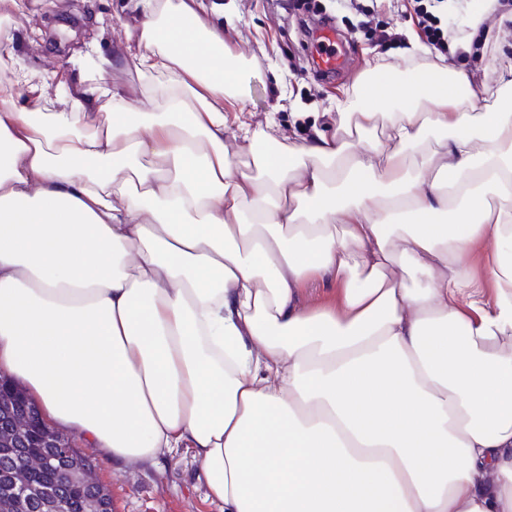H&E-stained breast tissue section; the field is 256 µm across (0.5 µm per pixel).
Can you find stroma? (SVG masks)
<instances>
[{"mask_svg":"<svg viewBox=\"0 0 512 512\" xmlns=\"http://www.w3.org/2000/svg\"><path fill=\"white\" fill-rule=\"evenodd\" d=\"M25 8L12 12L5 26L22 47L0 53V78L24 70L41 73L50 68L68 80L84 78L81 65L87 56H119L128 36L130 13L126 0H24ZM224 8V38L230 54L247 60L241 84L245 119L262 127L275 123L287 142L298 143L313 124H325L332 97L352 93L376 61L392 64L398 77L410 74L414 62L408 38L416 27L401 7V0H376L368 14L351 9L347 0H217ZM330 20L342 36L354 61L345 76L324 80L312 61V40L302 21L313 14ZM489 31L480 53L452 57L454 67L486 72L496 80L512 66V22L500 25L488 18ZM78 448L94 457L96 474L112 493L113 512H220L205 499L200 464L191 451L180 450L161 464L117 466L98 458L96 449L77 440Z\"/></svg>","mask_w":512,"mask_h":512,"instance_id":"1","label":"stroma"}]
</instances>
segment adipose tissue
<instances>
[{
	"instance_id": "ef3b65f1",
	"label": "adipose tissue",
	"mask_w": 512,
	"mask_h": 512,
	"mask_svg": "<svg viewBox=\"0 0 512 512\" xmlns=\"http://www.w3.org/2000/svg\"><path fill=\"white\" fill-rule=\"evenodd\" d=\"M127 7L151 111L108 58L0 79V370L112 464L192 450L224 512H512V68L479 111L483 74L375 65L301 144L238 121V165L222 25ZM109 80L118 85L125 94L127 102L134 112L151 111L146 107V101L142 95L143 80L137 74L132 63L118 65L109 73Z\"/></svg>"
}]
</instances>
